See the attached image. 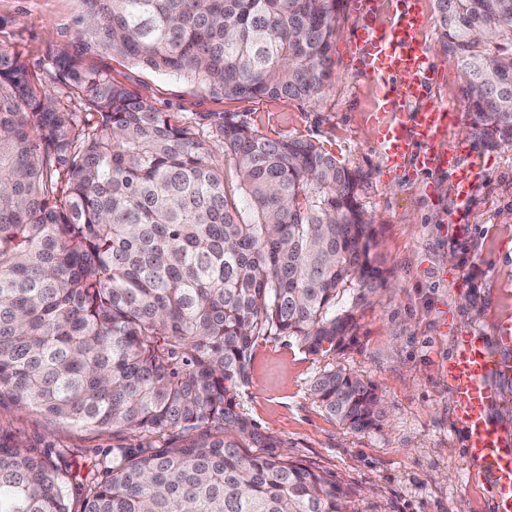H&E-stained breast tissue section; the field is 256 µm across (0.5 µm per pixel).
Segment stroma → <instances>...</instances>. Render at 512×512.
<instances>
[{
  "label": "stroma",
  "mask_w": 512,
  "mask_h": 512,
  "mask_svg": "<svg viewBox=\"0 0 512 512\" xmlns=\"http://www.w3.org/2000/svg\"><path fill=\"white\" fill-rule=\"evenodd\" d=\"M404 9L420 18L417 36L433 72L430 101L462 114L448 134L449 142L467 148L459 164L480 171L463 224L455 221V171L422 170L412 161L388 168L374 125L383 87L349 50L362 25L387 27ZM84 10L83 0H0V48L21 56L60 105L81 109L51 78V58L78 54L194 130L216 168L224 166L218 124L228 113L267 137L314 141L364 176L359 202L377 233L383 285L359 303L351 340L333 353H308L285 336L259 338L250 379L235 395L239 411L283 441L286 458L353 488L359 512H493L488 474L465 462L446 367L452 331L482 332L496 353L498 328L512 320V146H488L474 131L460 70L439 41L433 0H375L365 17L353 0H342L332 75L310 102L231 98L190 76L82 50L74 21ZM332 367L377 388L382 414L375 428H347L314 399L312 383ZM0 439L59 466L70 510L80 512L93 466L113 451L169 446L184 436L54 424L5 396Z\"/></svg>",
  "instance_id": "35a3bbf8"
}]
</instances>
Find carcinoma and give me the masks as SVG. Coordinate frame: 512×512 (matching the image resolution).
<instances>
[{
	"instance_id": "cac0c4a2",
	"label": "carcinoma",
	"mask_w": 512,
	"mask_h": 512,
	"mask_svg": "<svg viewBox=\"0 0 512 512\" xmlns=\"http://www.w3.org/2000/svg\"><path fill=\"white\" fill-rule=\"evenodd\" d=\"M487 143L512 145V0H435ZM340 0H85V49L236 98L313 100ZM80 116L0 49V395L52 422L157 436L112 456L82 512H352L355 492L287 460L237 409L261 336L328 354L384 279L361 175L309 140L224 114V168L195 134L76 57H51ZM355 431L381 398L330 369L312 387ZM243 448H269L249 457ZM0 512H70L49 460L0 441Z\"/></svg>"
}]
</instances>
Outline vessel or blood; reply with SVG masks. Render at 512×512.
<instances>
[{"instance_id":"1","label":"vessel or blood","mask_w":512,"mask_h":512,"mask_svg":"<svg viewBox=\"0 0 512 512\" xmlns=\"http://www.w3.org/2000/svg\"><path fill=\"white\" fill-rule=\"evenodd\" d=\"M416 13L400 14L389 28L369 29L359 36L367 72L378 77L401 75L398 84L386 86L384 96L391 104L422 103L421 111L384 113L381 145L388 163L398 167L416 157L425 169H458L459 147L447 145L446 137L459 114L454 107L428 103L433 79L426 50L416 37ZM457 214L469 209V190L477 177L475 169H458ZM455 353L447 366L448 396L455 422L466 438L465 458L483 468L494 490V512H512V443L492 425L488 410L499 400L488 383L490 375L512 374V359L493 354L484 336L474 332L454 338Z\"/></svg>"}]
</instances>
